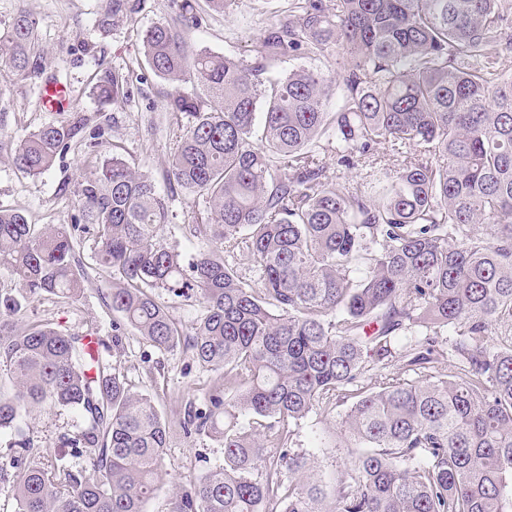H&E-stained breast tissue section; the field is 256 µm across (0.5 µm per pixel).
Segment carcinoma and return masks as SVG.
Segmentation results:
<instances>
[{
	"label": "carcinoma",
	"instance_id": "cac0c4a2",
	"mask_svg": "<svg viewBox=\"0 0 512 512\" xmlns=\"http://www.w3.org/2000/svg\"><path fill=\"white\" fill-rule=\"evenodd\" d=\"M171 4L173 16L144 31L142 52L156 76L206 90L166 101L192 118L166 181L204 197L190 234L214 249L187 259L171 250L156 184L117 155L77 192L98 227L96 261L116 284L112 310L152 346L183 348L217 372L206 408L190 404L176 422L189 437L218 439L223 462L168 512H512V344L488 343L512 333V77L501 69L512 0H288L255 42L253 65L188 54L198 0ZM139 6L112 0V17L131 20ZM335 49L349 62L334 76L300 63L261 78L287 56ZM40 59L30 15L0 26L9 76L28 78ZM127 81L105 71L101 102L124 95ZM85 127L83 117L47 124L9 161L44 175ZM378 144L404 159L364 185L333 180L320 159L331 153L351 170ZM235 250L252 257L254 283L225 263ZM0 268L21 288L0 293V366L15 379L14 393L0 394V436L29 448L25 417L63 407L82 421L65 444L91 465L16 457L15 512H145L164 480L170 420L102 359V340L12 322L25 302L83 293L68 225L38 230L0 210ZM158 289L200 303L191 331ZM445 335L458 371L432 376ZM394 358L399 375L372 377ZM318 411L336 413L334 447L348 449L329 496L314 461L287 448ZM268 448L283 453L270 461Z\"/></svg>",
	"mask_w": 512,
	"mask_h": 512
}]
</instances>
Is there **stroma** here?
Masks as SVG:
<instances>
[{
	"label": "stroma",
	"instance_id": "obj_1",
	"mask_svg": "<svg viewBox=\"0 0 512 512\" xmlns=\"http://www.w3.org/2000/svg\"><path fill=\"white\" fill-rule=\"evenodd\" d=\"M110 0H0V21L21 12L37 22L43 51L40 73L24 81L0 71V208L23 211L36 226L69 224L73 227L76 256L88 284L80 297L66 299L43 295L26 305L18 315L25 324L48 323L68 334L97 337L105 342L101 354L118 363L133 390L149 393L165 417L192 401L204 405V395L215 377L189 351H164L144 341L131 327H124L120 347H111L112 324L119 321L108 295L112 280L95 261L96 228L79 221V184L112 153L157 185L169 213L164 239L182 255L206 250L208 242L193 238L188 230L195 212L203 209L201 197L184 190H170L164 174L180 134L189 124L187 115L166 112L167 97L175 91L193 93L187 82L174 85L157 77L144 61L135 28H146L169 19L170 0H141L133 24H103ZM285 0H244L227 15L200 7V17L186 35L188 53L206 49L252 62L251 48L267 29L282 19ZM119 69L131 75L128 96L102 105L95 90L99 69ZM63 84L70 104L62 112H49L42 97L54 83ZM83 115L103 125L104 136L97 147L72 145L54 168L39 177L12 167L7 156L19 140L49 123H66ZM75 413L44 405L26 418L23 429L33 453L59 443L77 431ZM335 420L314 413L303 420L292 439L294 450L313 459L324 480H331L347 454L333 447ZM224 449L213 437H186L179 426H171L163 453L165 480L145 505V512H167L170 498L190 487L210 468L219 465Z\"/></svg>",
	"mask_w": 512,
	"mask_h": 512
}]
</instances>
